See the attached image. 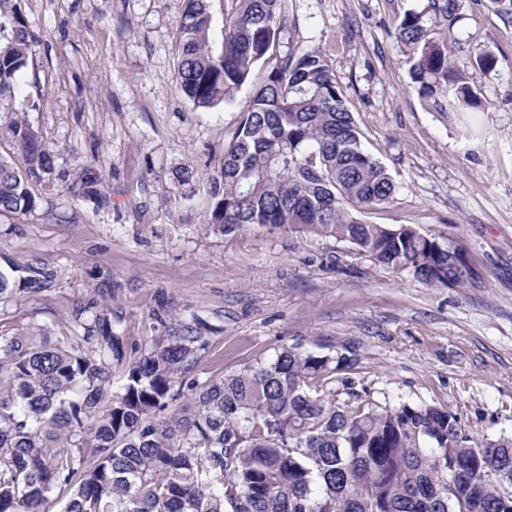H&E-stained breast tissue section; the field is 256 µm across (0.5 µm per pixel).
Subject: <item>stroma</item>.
Returning a JSON list of instances; mask_svg holds the SVG:
<instances>
[{
	"label": "stroma",
	"mask_w": 512,
	"mask_h": 512,
	"mask_svg": "<svg viewBox=\"0 0 512 512\" xmlns=\"http://www.w3.org/2000/svg\"><path fill=\"white\" fill-rule=\"evenodd\" d=\"M423 5L279 0L281 46L328 57L364 149L396 186L366 221L461 248L477 287L427 286L332 236L209 229L182 197L219 175L266 67L231 102L197 108L176 81L185 0H21L34 33L24 116L56 159L36 213L0 214V258L54 277L0 303V336L40 324L67 340L74 311L91 305L121 339L118 375L174 323L196 320L210 339L203 379L284 348L346 349L358 362L340 373L338 404L366 392L381 406H444L476 441L512 436V18L493 0H461L453 37L496 63L470 71L482 110L444 115L419 98L391 33L395 16ZM84 179L96 198L70 193Z\"/></svg>",
	"instance_id": "1"
}]
</instances>
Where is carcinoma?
<instances>
[{
	"label": "carcinoma",
	"mask_w": 512,
	"mask_h": 512,
	"mask_svg": "<svg viewBox=\"0 0 512 512\" xmlns=\"http://www.w3.org/2000/svg\"><path fill=\"white\" fill-rule=\"evenodd\" d=\"M221 41L210 0H186L178 89L196 107L231 100L254 68L275 60L247 102L205 224L231 232L271 224L348 241L422 283L468 288L480 276L460 250L416 229L361 219L395 185L361 144L320 52L280 54L279 0H234ZM460 0H427L395 26L419 97L438 112L482 106L446 33ZM32 30L20 0H0V213L28 215L54 169L41 133L20 116ZM24 161L17 167L14 156ZM51 274L15 282L0 302L36 293ZM73 314L78 335L53 340L33 325L0 336V512H512V438L479 444L452 410L434 405L336 404L347 355L282 349L264 364L203 381L209 337L181 324L144 347L120 380L107 324Z\"/></svg>",
	"instance_id": "1"
}]
</instances>
